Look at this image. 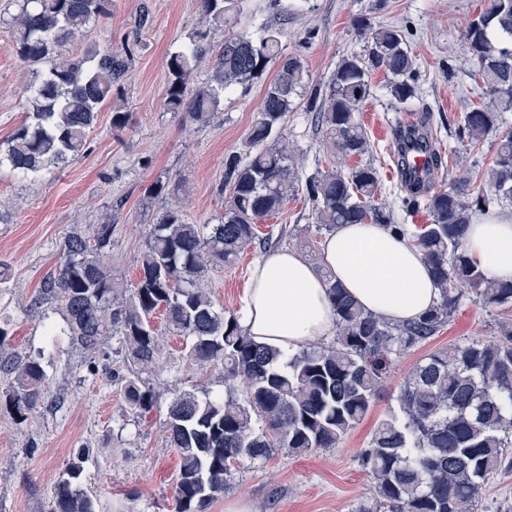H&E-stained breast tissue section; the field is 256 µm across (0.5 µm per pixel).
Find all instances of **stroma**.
<instances>
[{
    "instance_id": "obj_1",
    "label": "stroma",
    "mask_w": 512,
    "mask_h": 512,
    "mask_svg": "<svg viewBox=\"0 0 512 512\" xmlns=\"http://www.w3.org/2000/svg\"><path fill=\"white\" fill-rule=\"evenodd\" d=\"M485 0H283L284 13H272L267 0H244L242 28L260 40L265 27L281 28V52L303 58L315 85L326 84L338 61L361 52L364 41L352 27L354 16L367 15L377 25L400 28L417 60L418 99L395 106L387 78L371 76V92L360 106V122L373 151L338 159L316 131L305 99H298L280 128L299 157L300 179L335 165L375 163L381 202L396 209L399 223L416 228L428 223L426 211L401 206L405 189L395 166L394 131L412 116L429 113L434 145L443 165L433 176L434 187L447 186L465 169L485 170L493 161L496 141L478 147L458 138L454 121L479 104V86L463 38L467 21ZM148 27H140L141 15ZM199 0H110L109 14L82 36V44L127 56V80L103 108L85 147L75 159L30 180L0 167V203L10 221L0 223V262L10 278L0 285V323L7 334L0 351L19 357H41L56 407H39L32 419L12 420L0 376V512H48L49 495L65 475L73 450L91 444L78 479L99 512H176L174 484L179 457L166 447L164 423L170 401L199 381L216 382L218 372L191 364L184 356L183 337L165 333L163 351L150 385L155 403L145 419L125 409L117 386L105 378V364L119 366L116 340L106 341V357L89 360L67 339L49 345L43 322L31 309L44 276L64 260L72 234L88 232L104 220L112 222V255L105 266L117 287L135 284L150 224L171 207H180L194 224H213L223 216L229 195L224 187V159L246 151V138L266 87L278 66L269 64L261 76L227 95L211 122L199 126L184 113L167 110V57L200 25ZM28 67L0 27V146L27 118L24 88ZM126 115L114 124L115 112ZM170 181V195L148 198L156 180ZM313 205L304 190L291 195L276 215L260 219L259 243L241 254L234 267H217L205 286L216 307L239 314L241 296L252 270L267 250L297 241L312 221ZM502 313L465 300L452 321L422 348L402 355L389 368L381 392L364 419L336 447L298 455L275 453L266 462L246 463L232 489L218 497L208 512H357L371 505V478L358 463L377 424L398 406L400 389L412 368L428 354L473 338L491 339Z\"/></svg>"
}]
</instances>
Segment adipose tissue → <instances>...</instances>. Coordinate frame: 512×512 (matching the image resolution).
Here are the masks:
<instances>
[{"mask_svg": "<svg viewBox=\"0 0 512 512\" xmlns=\"http://www.w3.org/2000/svg\"><path fill=\"white\" fill-rule=\"evenodd\" d=\"M465 251L489 278L512 281V214L495 210L467 229ZM340 283L365 310L391 322L418 319L439 299L419 251L380 224H341L322 244L312 265L297 252H268L255 265L243 292L239 323L280 362L336 334L328 281Z\"/></svg>", "mask_w": 512, "mask_h": 512, "instance_id": "obj_1", "label": "adipose tissue"}]
</instances>
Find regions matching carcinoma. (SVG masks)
I'll use <instances>...</instances> for the list:
<instances>
[{
	"label": "carcinoma",
	"instance_id": "carcinoma-1",
	"mask_svg": "<svg viewBox=\"0 0 512 512\" xmlns=\"http://www.w3.org/2000/svg\"><path fill=\"white\" fill-rule=\"evenodd\" d=\"M241 2L201 0L202 23L231 28L205 85L191 90L188 79L206 53L209 30L192 32L189 43L166 62L172 76L166 107L204 125L220 110L224 95L279 61L248 132L249 155L224 161L229 192L224 216L216 224H189L179 209L165 210L149 229L139 276L123 300L104 268L112 251V225L73 234L63 263L44 277L31 304L41 310L49 343L65 336L93 360L106 339L119 337L127 349L123 371L105 370L136 419L154 406L144 375L154 370L162 352L153 326L157 313L168 331L190 340L191 363L224 365L222 389L200 383L175 395L168 407L166 442L179 456L177 512H208L211 502L232 488L235 462L336 447L370 410L394 359L429 343L464 300L512 309V281L488 278L464 247L476 213L495 202L512 203V132L499 135L504 113L512 112V0H487L464 28L487 103L463 112L457 134L473 147L498 137L487 177L466 170L437 190L407 180L405 208L422 207L430 215V223L416 230L376 202L379 171L371 163L337 166L305 182L315 205V224L306 233L331 234L338 224L389 227L421 252L439 289L438 303L413 322L392 323L365 311L330 281L336 335L328 344L297 351L283 365L277 352L243 333L237 316L215 307L204 288L209 270L236 264L256 240V221L279 211L299 179L295 155L277 134L296 100L309 93L312 121L333 153L346 158L370 151L357 112L369 96L371 73L388 76L389 92L399 104L418 95L416 58L401 30L354 17L352 27L365 39L363 53L342 58L328 83L311 89L301 59L281 56L279 31L266 29L256 44L236 28ZM107 5L108 0L15 3L12 49L33 66L32 110L0 152V166L35 180L82 152L99 112L112 104V90L127 80L128 64L110 50L89 47L69 57L66 48L76 34L108 15ZM396 152L404 175L415 152L430 154L432 170L439 167L441 156L424 124L400 130ZM50 310L63 312L64 326L50 321ZM0 372L10 378L6 401L13 420L24 423L48 400L42 362L1 356ZM511 450L512 319L505 318L492 339L451 345L417 363L401 387L398 410L379 422L358 461L374 480L376 512H475L484 483L503 465L512 467ZM90 451L84 444L75 450L68 477L54 485L48 512H97V502L77 483Z\"/></svg>",
	"mask_w": 512,
	"mask_h": 512
}]
</instances>
